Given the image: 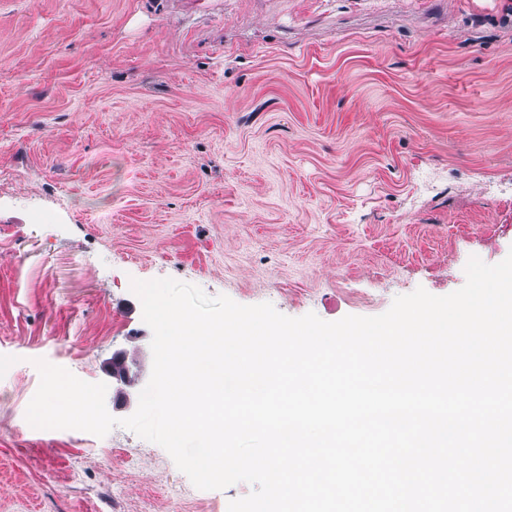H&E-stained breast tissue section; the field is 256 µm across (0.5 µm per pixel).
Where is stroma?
Returning <instances> with one entry per match:
<instances>
[{
	"instance_id": "obj_1",
	"label": "stroma",
	"mask_w": 512,
	"mask_h": 512,
	"mask_svg": "<svg viewBox=\"0 0 512 512\" xmlns=\"http://www.w3.org/2000/svg\"><path fill=\"white\" fill-rule=\"evenodd\" d=\"M511 251L512 0H0V512L252 492L28 423L39 358L136 411L131 280L333 322Z\"/></svg>"
}]
</instances>
